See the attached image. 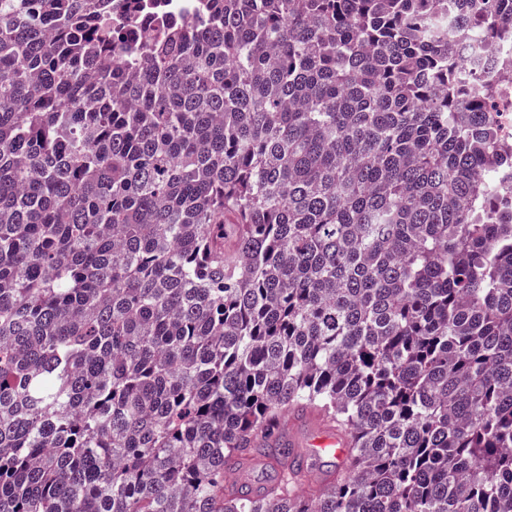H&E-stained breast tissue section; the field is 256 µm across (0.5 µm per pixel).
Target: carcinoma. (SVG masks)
I'll list each match as a JSON object with an SVG mask.
<instances>
[{"label":"carcinoma","instance_id":"cac0c4a2","mask_svg":"<svg viewBox=\"0 0 512 512\" xmlns=\"http://www.w3.org/2000/svg\"><path fill=\"white\" fill-rule=\"evenodd\" d=\"M131 2L0 0V512H512V0ZM499 51L500 48L498 45L496 46L495 52L489 51L486 46V48L479 53L477 59L466 51L464 52V56H466L468 60L472 62L474 61L476 63L478 71L477 76H479L481 79H489L495 74L497 70L496 66L500 59V55L498 54ZM495 110L489 112L492 118L498 122L504 138L512 137V82L505 85L495 101ZM284 441H288V436L294 435L299 438L300 444L306 443V437L309 440V446L301 454V461L308 466H316L319 461V456L323 452L332 453V455H325L324 460L328 463L325 464L327 472L334 471L338 465H341L342 461L337 459L336 456H340L344 453V441L343 439L334 436V433L328 435L329 429L325 427L316 415L311 413H304L303 415H288L284 419ZM326 435V436H324ZM324 436V437H323ZM318 443L319 447H316L313 443L320 439ZM322 447V448H320ZM319 448V449H311ZM269 470L265 459L254 460L239 469L240 472H234L236 479L233 481L244 483L256 491L267 480Z\"/></svg>","mask_w":512,"mask_h":512}]
</instances>
